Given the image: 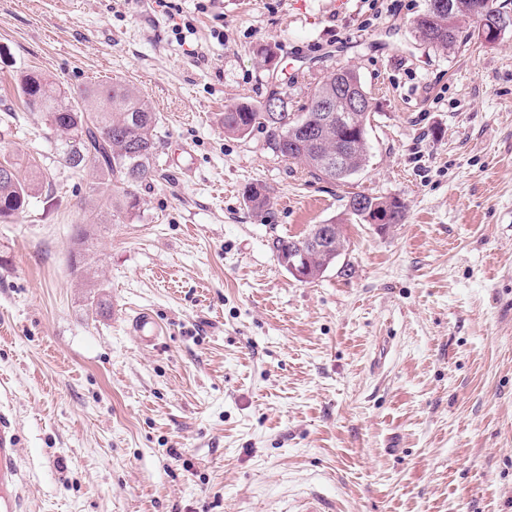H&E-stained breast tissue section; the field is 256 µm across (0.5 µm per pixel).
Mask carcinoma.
Returning a JSON list of instances; mask_svg holds the SVG:
<instances>
[{
  "mask_svg": "<svg viewBox=\"0 0 512 512\" xmlns=\"http://www.w3.org/2000/svg\"><path fill=\"white\" fill-rule=\"evenodd\" d=\"M482 0H453V14L436 13L417 16L414 29L431 45L452 49L459 42V20L474 13ZM27 108L43 114L53 131L58 163L75 173L95 176L92 191L109 201L111 208L133 213L138 206L136 187L149 181L154 173L158 152L157 128L160 117L136 88L120 82L90 83L71 90L47 76L24 72L16 83ZM336 94V73L318 82L308 103L288 122V136L266 117L265 102L239 103L224 110L221 122L224 134L243 137L253 129L267 134V145L273 153L298 161L309 172L333 183L345 184L369 159L367 126L370 114L359 112L347 125L313 126L321 101ZM349 144L344 166L336 168V148ZM8 167L12 176L0 178V223H9L24 212L39 191L38 176L26 180L19 175L20 163L9 157L0 159V168ZM247 205L257 213L267 206L262 188H251L245 197ZM78 249L74 254V272L85 276L88 236L84 226L77 228ZM304 243L297 236L276 237L272 251L280 256L288 249Z\"/></svg>",
  "mask_w": 512,
  "mask_h": 512,
  "instance_id": "cac0c4a2",
  "label": "carcinoma"
}]
</instances>
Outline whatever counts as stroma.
Masks as SVG:
<instances>
[{
	"mask_svg": "<svg viewBox=\"0 0 512 512\" xmlns=\"http://www.w3.org/2000/svg\"><path fill=\"white\" fill-rule=\"evenodd\" d=\"M197 3L0 0V152L50 183L0 223V411L27 512H283L316 489L343 512H512V29L488 45L464 19L444 50L413 28L426 0ZM343 66L372 100L347 185L263 130L225 134V108L274 89L300 106ZM31 70L152 103L138 210L55 161L15 90ZM351 192L399 198L405 223H359ZM332 219L347 246L322 277L279 265L274 237ZM81 224L101 310L72 272ZM139 309L156 347L128 331ZM128 330L144 347L154 346L164 335L163 326L147 310H139L127 318Z\"/></svg>",
	"mask_w": 512,
	"mask_h": 512,
	"instance_id": "35a3bbf8",
	"label": "stroma"
}]
</instances>
